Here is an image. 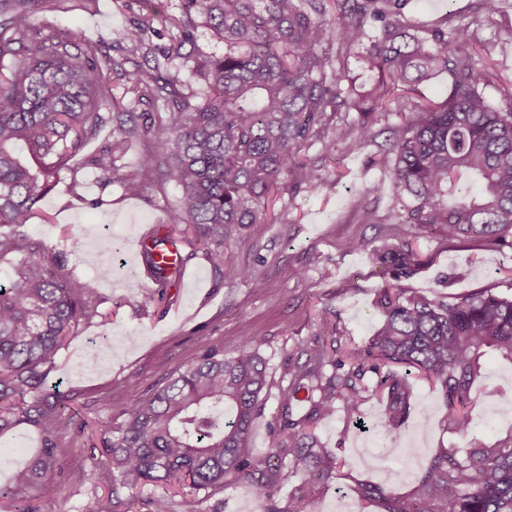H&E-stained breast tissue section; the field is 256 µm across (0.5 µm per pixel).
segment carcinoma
I'll use <instances>...</instances> for the list:
<instances>
[{
	"label": "carcinoma",
	"mask_w": 512,
	"mask_h": 512,
	"mask_svg": "<svg viewBox=\"0 0 512 512\" xmlns=\"http://www.w3.org/2000/svg\"><path fill=\"white\" fill-rule=\"evenodd\" d=\"M38 0H0V261L11 267L0 283V438L21 424L39 429L42 447L23 468L0 480V512H36L33 501L63 489L58 438L75 423L68 395L49 393L45 381L58 353L80 324L98 311L95 282L73 275L65 253L33 239L27 224L60 172L112 126V139L88 160L106 184L129 196L173 181L182 203L165 229L145 244L142 261L153 286L141 307L169 302L177 265L202 250L216 269L224 250L241 245L253 224L274 221L278 196L315 191L324 181L319 162L336 142L359 153L375 148L386 177L399 243L376 253L393 278L414 270L408 228L444 230L487 244L512 246V98L493 103L494 65L481 57L486 28L500 0H479L477 14L448 21L405 22L409 0H180L166 17L174 31L164 58L182 56L200 28L224 43V54L197 61L208 89L200 103L160 63L129 71V58L104 59L82 34L33 32ZM336 12L334 25L326 15ZM156 12L116 32L127 52H152ZM371 74L356 87L348 59ZM125 78L113 93L107 71ZM448 74L441 100L419 85ZM172 104L166 112L133 107ZM357 116L336 125L337 114ZM395 113L400 123L375 126ZM383 141H378L379 136ZM150 140L135 171L121 161L133 140ZM320 146V154L309 151ZM237 276L259 291L264 281L250 265ZM382 320L362 348L336 346L328 323L301 349L305 361L275 380L247 326L231 355L207 346L196 360L150 396L115 409L121 425L104 452L117 485L152 486V512H215L204 502L228 484L250 491L264 512H310V498L336 478L343 462L321 447L316 424L341 402L348 420L362 423L373 373L387 400L386 449L410 414L413 374L439 392L446 421L458 435L472 432L467 407L481 358L512 360V295L482 288L429 298L397 285L379 290ZM275 398L270 450L248 447L254 422ZM299 479L281 510L282 486ZM188 484L190 495L171 490ZM352 496L382 500L387 512H512V445L441 448L421 468L407 497L357 482Z\"/></svg>",
	"instance_id": "1"
}]
</instances>
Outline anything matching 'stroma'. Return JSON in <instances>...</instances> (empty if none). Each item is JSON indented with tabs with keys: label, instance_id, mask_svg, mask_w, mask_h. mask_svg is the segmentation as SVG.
Instances as JSON below:
<instances>
[{
	"label": "stroma",
	"instance_id": "1",
	"mask_svg": "<svg viewBox=\"0 0 512 512\" xmlns=\"http://www.w3.org/2000/svg\"><path fill=\"white\" fill-rule=\"evenodd\" d=\"M495 22L485 31L500 79L495 99L512 95V42L499 36L512 28V0H501ZM476 0H410L406 17L426 22L473 14ZM144 0H91L88 8L70 11L40 9L35 31L59 27L83 31L98 44L102 55L120 56L115 32L129 28L145 13ZM186 56L173 60L170 75L197 97L207 93L194 61L222 55L224 45L207 30H199ZM110 136L102 130L63 171L51 192L39 203L40 215L31 219L33 238L71 256L74 273L95 281L112 312L108 323L81 324L49 373L46 386L71 398L78 419L86 421L82 435L66 432L59 442L69 477L60 495L37 501V512H91L94 496L115 484L112 469L100 464L92 479L81 480L80 468L92 450L102 448L111 429L113 406L133 396L151 395L170 376L195 361L201 343L232 353L241 327H249L273 377H280L287 360L330 319L342 343L365 346L380 320L377 291L390 275L372 256L377 247L392 244L390 194L365 193V186L381 176L368 154L337 152L326 161L324 184L313 193L283 196L275 205L273 224H255L250 240L224 252V274L215 276L204 256L191 260L183 278L170 290V303L141 310L137 296L150 281L133 266L139 237L156 224L169 223L181 203L182 192L169 182L125 195L119 184L103 185L88 158ZM362 239L370 249L353 253L345 244ZM415 270L399 284L433 296L465 294L493 287L512 294V248L470 240L448 239L445 232H411ZM252 265L265 281L254 290L236 276L238 267ZM135 343H128V336ZM385 403L370 397L364 407L363 428L348 424L344 411L320 421L316 433L323 445L343 462L335 480L317 493L311 512H385L381 501L351 498L348 488L369 482L399 496L411 493L422 464L440 448H463L468 440L494 444L512 440V362L488 358L474 384L469 406L473 428L463 439L444 421L445 409L435 388L425 380L412 381V410L399 431L398 445L412 449L411 457L395 454L371 464L385 444L379 425Z\"/></svg>",
	"mask_w": 512,
	"mask_h": 512
}]
</instances>
